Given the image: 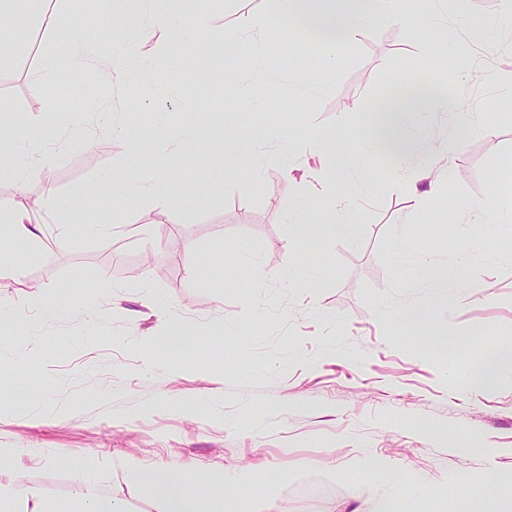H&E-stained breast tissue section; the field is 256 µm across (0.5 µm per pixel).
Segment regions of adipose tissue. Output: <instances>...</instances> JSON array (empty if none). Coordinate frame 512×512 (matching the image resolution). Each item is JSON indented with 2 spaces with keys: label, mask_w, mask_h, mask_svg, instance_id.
Instances as JSON below:
<instances>
[{
  "label": "adipose tissue",
  "mask_w": 512,
  "mask_h": 512,
  "mask_svg": "<svg viewBox=\"0 0 512 512\" xmlns=\"http://www.w3.org/2000/svg\"><path fill=\"white\" fill-rule=\"evenodd\" d=\"M281 4L282 15L297 21L298 32L313 34L330 50L346 41L366 19L396 20L416 8L430 6L429 0H281ZM116 6L124 13L142 12L141 37H148L156 29H167L176 33L180 46L185 49L195 39L194 33L181 29L169 0H117ZM66 36L75 50L78 65L95 68L111 84L125 79L127 60L133 50L128 41H103L77 22L67 25ZM418 109L417 95L396 90L380 106L375 124L397 147V157L405 164L398 178L399 187L406 191L412 210L423 212L447 184L458 143L452 137L440 141L434 148L438 157L436 165L426 168L408 165L402 119ZM46 161V156L34 155L28 140L13 136L11 125L0 124V182L10 181L17 194H24L23 171ZM40 233L41 227L33 223L27 206L1 210L0 267L8 266L15 253L32 245ZM473 282V268L466 261H459L457 266L432 274L428 282L430 298L404 305L400 316L428 343H440L438 321L456 307L455 285ZM24 456V449L0 448V512H49L42 488L16 477ZM134 472L148 491L153 512H237V498L221 471H201L192 485L177 470L166 466H138ZM72 474L79 512H129L125 502L103 495L89 483L80 464H73Z\"/></svg>",
  "instance_id": "obj_1"
}]
</instances>
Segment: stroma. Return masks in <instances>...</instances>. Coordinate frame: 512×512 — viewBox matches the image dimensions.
I'll use <instances>...</instances> for the list:
<instances>
[{"instance_id":"35a3bbf8","label":"stroma","mask_w":512,"mask_h":512,"mask_svg":"<svg viewBox=\"0 0 512 512\" xmlns=\"http://www.w3.org/2000/svg\"><path fill=\"white\" fill-rule=\"evenodd\" d=\"M10 8L21 20L0 30V100L28 138L48 127L60 139L47 169L26 175L43 234L14 257L22 279L0 277L11 311L0 325L17 350L0 358V448L66 449L131 512L149 505L116 466L124 455L183 469L190 484L186 461L223 467L243 497L270 494L287 512L386 500L463 512L487 495L495 469H512V372L470 381L512 343V222L500 214L512 206V17L495 0H450L443 21L368 19L329 68L278 19L279 0H199L207 23L187 52L164 30L138 40L137 17L103 0H68L63 17L138 42L128 81L106 91L61 35L25 18L26 0ZM243 17L267 52L241 71L219 44ZM428 41L450 55L467 43L471 71L427 57ZM149 70L164 84L141 82ZM432 79L470 120L406 116L412 142L459 143L446 198L415 215L369 140L367 110L398 82ZM107 104L137 146L104 126L86 135ZM316 135L341 137L349 171L368 180L364 201L357 185L339 189L354 237L331 226L318 185L286 173L320 169L300 154ZM249 141L266 155L256 179L216 159ZM107 170L144 184L164 174L170 190L116 196L96 187ZM463 249L477 285L459 290L443 346L424 344L399 308ZM40 303L53 315L39 317ZM169 319L190 321V348L162 340ZM20 477L50 503L76 502L68 460L27 462Z\"/></svg>"}]
</instances>
